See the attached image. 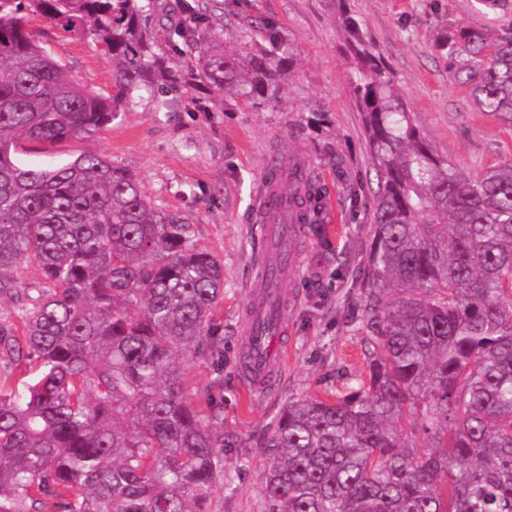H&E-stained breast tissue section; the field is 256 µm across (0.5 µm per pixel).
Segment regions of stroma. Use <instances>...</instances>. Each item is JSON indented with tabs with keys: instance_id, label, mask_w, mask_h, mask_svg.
Listing matches in <instances>:
<instances>
[{
	"instance_id": "stroma-1",
	"label": "stroma",
	"mask_w": 512,
	"mask_h": 512,
	"mask_svg": "<svg viewBox=\"0 0 512 512\" xmlns=\"http://www.w3.org/2000/svg\"><path fill=\"white\" fill-rule=\"evenodd\" d=\"M224 35L246 52L268 47L270 31L290 43L294 64L278 99L215 100L203 89L157 109L148 92L105 130L59 144L66 160L107 156L134 171L155 205L187 218L190 240L224 265V298L184 383L199 404L216 403L226 446L224 486L209 512H262L264 442L278 414L301 397L336 395L367 373L359 309L368 265L376 176L362 115L349 83L346 34L336 0H221ZM380 52L433 151L464 172L512 161V124L478 111L433 48L439 30L483 11L490 28L512 24V0H346ZM36 39L90 89H115L112 61L93 42L38 18ZM298 160L321 186L323 206L301 229L300 273L288 286L285 367L266 397L243 385L240 313L259 278L264 245L259 207L266 159Z\"/></svg>"
}]
</instances>
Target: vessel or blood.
Listing matches in <instances>:
<instances>
[{
	"label": "vessel or blood",
	"mask_w": 512,
	"mask_h": 512,
	"mask_svg": "<svg viewBox=\"0 0 512 512\" xmlns=\"http://www.w3.org/2000/svg\"><path fill=\"white\" fill-rule=\"evenodd\" d=\"M260 234L265 254L274 261V287L251 289L241 315L245 337L244 384L253 393H268L278 376L280 362L273 353V344L288 331L284 316L277 308L288 299L286 285L298 266L296 259L297 227L264 224Z\"/></svg>",
	"instance_id": "1"
}]
</instances>
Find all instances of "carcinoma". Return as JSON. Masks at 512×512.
<instances>
[{
    "label": "carcinoma",
    "instance_id": "carcinoma-1",
    "mask_svg": "<svg viewBox=\"0 0 512 512\" xmlns=\"http://www.w3.org/2000/svg\"><path fill=\"white\" fill-rule=\"evenodd\" d=\"M205 2L0 0V293L22 328H0V358L38 366L22 391L0 379V512H206L224 485L217 413L180 371L224 298V265L108 157L22 159L112 124L142 88L161 109L201 86L276 96L293 52L272 32L271 49L242 53ZM149 6L183 64L156 51ZM34 17L104 47L116 92L77 81ZM339 20L377 175L368 373L278 415L264 512H512V162L464 174L439 157L359 22ZM434 49L476 109L512 123V25L474 18ZM265 182L282 198L265 220L315 223L322 194L304 165L282 160ZM22 263L40 271L31 292Z\"/></svg>",
    "mask_w": 512,
    "mask_h": 512
}]
</instances>
